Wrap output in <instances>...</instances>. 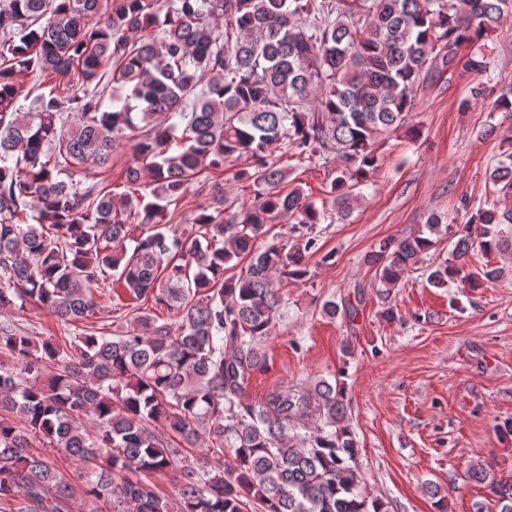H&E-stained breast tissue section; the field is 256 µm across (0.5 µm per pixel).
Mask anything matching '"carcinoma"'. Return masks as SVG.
Listing matches in <instances>:
<instances>
[{
	"label": "carcinoma",
	"instance_id": "obj_1",
	"mask_svg": "<svg viewBox=\"0 0 512 512\" xmlns=\"http://www.w3.org/2000/svg\"><path fill=\"white\" fill-rule=\"evenodd\" d=\"M511 16L512 0H118L106 12L103 0H0V308L33 303L68 327L101 311L96 294L112 302L115 277L170 313L160 324L139 312L125 330L68 348L0 322V502L21 498L17 512H97L114 498L126 512H245L252 502L388 512L361 486L339 382L245 401L283 306L274 282L309 275L328 217L301 185L284 190L283 159L336 154L327 194L349 211L381 165L379 146L408 127L418 91L448 71L488 74L487 59L462 46L493 39ZM24 72L66 91L51 85L24 112ZM490 111L512 114L511 88ZM129 131L134 192L117 198L109 184L70 178L107 166ZM241 157L248 166L234 180L249 204L169 225V207L204 169ZM487 181L492 200L460 198L466 220L432 287L501 277L469 270V258L512 250V145ZM283 223L286 233L258 245ZM441 224L433 214L426 231L367 255L382 294L435 246ZM298 428L307 433L297 441L288 432ZM176 437L207 452L187 459ZM36 441L78 461L76 478ZM168 470L178 482L165 496L148 475ZM491 491L512 512V484Z\"/></svg>",
	"mask_w": 512,
	"mask_h": 512
}]
</instances>
